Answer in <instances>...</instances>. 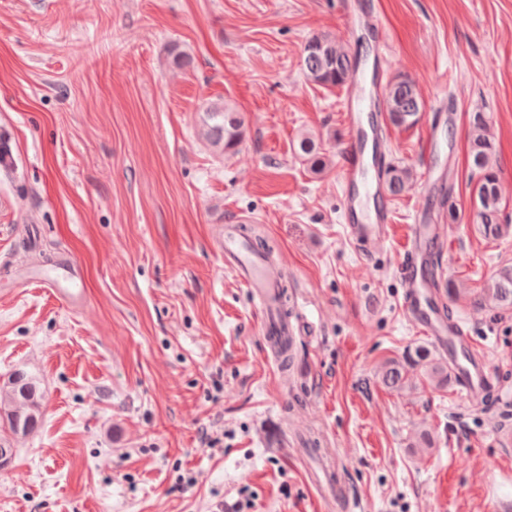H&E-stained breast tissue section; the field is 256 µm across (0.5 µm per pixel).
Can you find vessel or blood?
I'll return each mask as SVG.
<instances>
[{
    "label": "vessel or blood",
    "instance_id": "1",
    "mask_svg": "<svg viewBox=\"0 0 512 512\" xmlns=\"http://www.w3.org/2000/svg\"><path fill=\"white\" fill-rule=\"evenodd\" d=\"M387 65L378 59L372 73H358L348 85L344 123L348 139L342 159V213L350 241L363 255H371L374 247L384 241L393 222L390 199L384 189L381 173L389 157V142L381 121L364 123V111L379 107L372 87ZM372 197V210H363V197ZM443 240L437 225H410L406 245L398 263L404 287L403 309L416 329L429 336L453 364L459 390L468 400L494 390L495 382L485 362L473 347L469 334L459 324L448 323L440 313L437 291L426 277L425 264L429 252L441 247ZM224 264L240 283L259 295L258 320L266 336L297 338L300 323L281 321L274 295L283 275L281 268L266 263L240 237L234 226L224 232Z\"/></svg>",
    "mask_w": 512,
    "mask_h": 512
}]
</instances>
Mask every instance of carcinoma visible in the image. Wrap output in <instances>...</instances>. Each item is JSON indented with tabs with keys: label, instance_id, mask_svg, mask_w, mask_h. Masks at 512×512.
I'll list each match as a JSON object with an SVG mask.
<instances>
[{
	"label": "carcinoma",
	"instance_id": "carcinoma-1",
	"mask_svg": "<svg viewBox=\"0 0 512 512\" xmlns=\"http://www.w3.org/2000/svg\"><path fill=\"white\" fill-rule=\"evenodd\" d=\"M302 69L306 78L326 89L343 87L351 78L353 61L348 47L326 35L313 36L304 46ZM423 110V101L414 80L398 76L384 92L383 111L396 127L414 125ZM468 163L477 179L469 182L470 196L477 208L479 234L496 240L507 229L504 220L506 197L498 172L493 164L495 141L488 118L483 112L469 116ZM198 134L218 154H234L244 137V119L240 111L222 100L207 103L199 113ZM298 153L319 174L327 165L322 144L303 136L298 141ZM414 182V172L404 165H391L385 174V190L398 197L408 192ZM484 302L495 309L512 310V266L502 268L483 288ZM419 370L435 386L445 387L452 376L448 362L438 358L425 345H418L400 359L388 360L381 371V381L391 390L404 388L410 373ZM16 380L0 386V415L6 417L13 434H30L41 418L40 392L36 378L23 370L14 372Z\"/></svg>",
	"mask_w": 512,
	"mask_h": 512
}]
</instances>
